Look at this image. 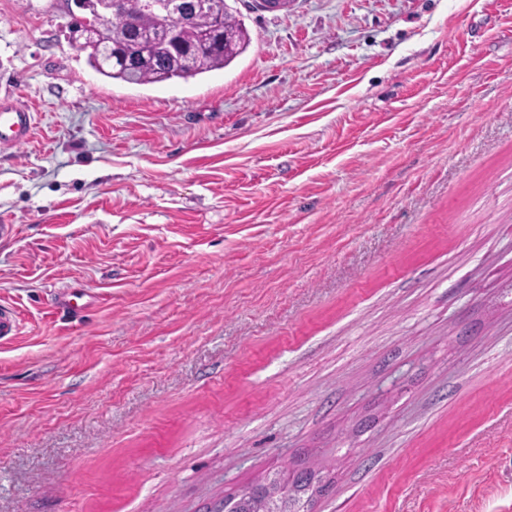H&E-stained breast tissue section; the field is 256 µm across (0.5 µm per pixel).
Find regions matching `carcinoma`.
<instances>
[{"instance_id":"carcinoma-1","label":"carcinoma","mask_w":512,"mask_h":512,"mask_svg":"<svg viewBox=\"0 0 512 512\" xmlns=\"http://www.w3.org/2000/svg\"><path fill=\"white\" fill-rule=\"evenodd\" d=\"M135 24L141 33L154 30L155 17L143 11L141 0H125L123 12L101 30L95 42L84 48L87 63L100 75L124 83L143 85L173 79L187 80L228 66L243 53L250 41L242 21L229 6H224L220 46L212 51L177 55L160 42L142 46L128 35V25ZM213 21L208 13L198 15L182 30V42L188 47L198 44L202 35L212 31ZM119 49L131 58L127 67H116L103 58L102 50ZM315 491L297 482L287 483L274 477L265 484L251 487L242 493L224 498L222 512H308Z\"/></svg>"}]
</instances>
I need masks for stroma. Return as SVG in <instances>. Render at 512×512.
<instances>
[{
	"instance_id": "35a3bbf8",
	"label": "stroma",
	"mask_w": 512,
	"mask_h": 512,
	"mask_svg": "<svg viewBox=\"0 0 512 512\" xmlns=\"http://www.w3.org/2000/svg\"><path fill=\"white\" fill-rule=\"evenodd\" d=\"M227 3L242 55L132 85L0 0V512H512V0ZM34 124V113L19 103L0 99V148L27 143ZM270 485L276 486V494L269 492ZM315 493L311 487L305 488L296 481L288 485L286 479L274 477L239 495L225 497L220 512H308Z\"/></svg>"
}]
</instances>
